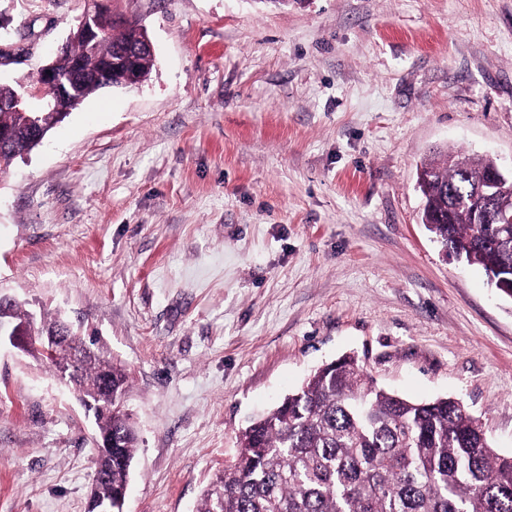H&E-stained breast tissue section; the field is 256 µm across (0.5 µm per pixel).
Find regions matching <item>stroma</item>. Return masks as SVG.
Wrapping results in <instances>:
<instances>
[{
  "label": "stroma",
  "mask_w": 512,
  "mask_h": 512,
  "mask_svg": "<svg viewBox=\"0 0 512 512\" xmlns=\"http://www.w3.org/2000/svg\"><path fill=\"white\" fill-rule=\"evenodd\" d=\"M87 0H0L31 84ZM155 60L0 176V292L133 388L127 512H196L246 418L357 356L512 454V298L421 221V164L512 167V0H112ZM96 426L0 345V512H88Z\"/></svg>",
  "instance_id": "obj_1"
}]
</instances>
